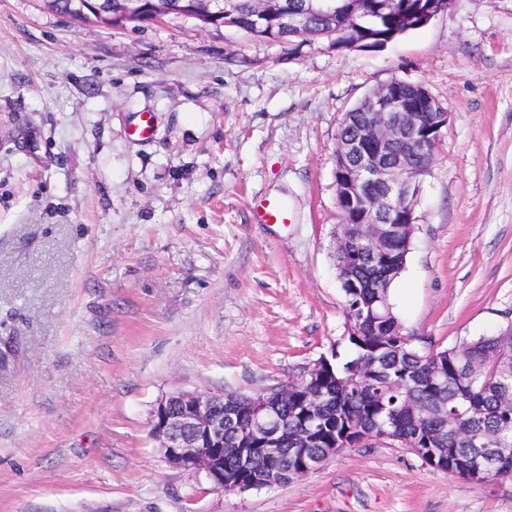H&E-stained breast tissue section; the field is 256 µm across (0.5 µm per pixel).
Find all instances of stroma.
Segmentation results:
<instances>
[{
  "instance_id": "obj_1",
  "label": "stroma",
  "mask_w": 512,
  "mask_h": 512,
  "mask_svg": "<svg viewBox=\"0 0 512 512\" xmlns=\"http://www.w3.org/2000/svg\"><path fill=\"white\" fill-rule=\"evenodd\" d=\"M394 79L449 113L390 290L404 329L446 349L512 323V0L355 49L0 0V512H512V478L374 441L220 493L151 435L171 392L350 359L336 134ZM139 112L151 139L128 133ZM264 198L288 223H257Z\"/></svg>"
}]
</instances>
